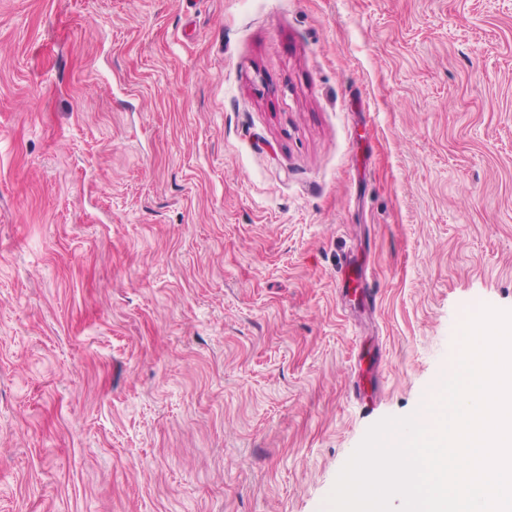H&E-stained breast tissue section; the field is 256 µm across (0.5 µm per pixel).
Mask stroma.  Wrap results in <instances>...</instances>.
<instances>
[{
	"label": "stroma",
	"mask_w": 512,
	"mask_h": 512,
	"mask_svg": "<svg viewBox=\"0 0 512 512\" xmlns=\"http://www.w3.org/2000/svg\"><path fill=\"white\" fill-rule=\"evenodd\" d=\"M484 305L512 0H0V512H326ZM345 265V273L344 277L342 278L340 282V288L342 293L345 294L350 288H361V296H362V302L365 304H374L376 301L375 294L371 288L361 286L360 284V278L356 273H352L351 271V261L350 260H344L341 263V267ZM345 288V289H344Z\"/></svg>",
	"instance_id": "35a3bbf8"
}]
</instances>
